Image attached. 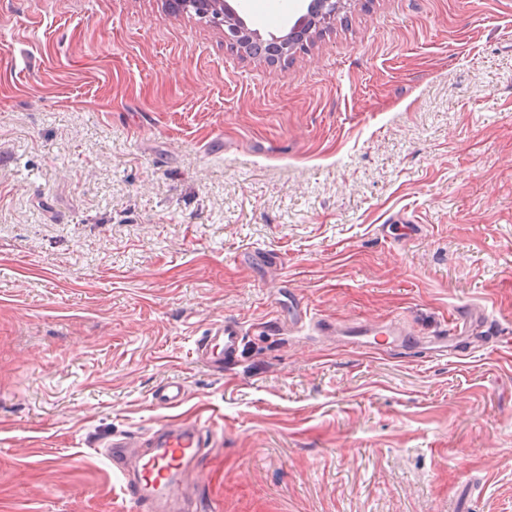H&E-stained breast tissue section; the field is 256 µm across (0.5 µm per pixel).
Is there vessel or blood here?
<instances>
[{
  "mask_svg": "<svg viewBox=\"0 0 512 512\" xmlns=\"http://www.w3.org/2000/svg\"><path fill=\"white\" fill-rule=\"evenodd\" d=\"M345 333L349 346L365 354L379 351L383 339L407 338L403 327L394 319L380 327L354 323L346 327ZM241 339L239 325L227 320L211 327L197 341L196 351L210 363H220L238 348ZM185 399L183 386L175 382L153 394V403L168 410L169 416L160 432L146 440L144 454H137V441L123 434L113 437L106 445L112 468L123 479L125 494L141 512H190L192 508L185 483L196 471L212 439L196 422L179 415L178 409Z\"/></svg>",
  "mask_w": 512,
  "mask_h": 512,
  "instance_id": "1",
  "label": "vessel or blood"
}]
</instances>
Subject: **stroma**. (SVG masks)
<instances>
[{
  "instance_id": "1",
  "label": "stroma",
  "mask_w": 512,
  "mask_h": 512,
  "mask_svg": "<svg viewBox=\"0 0 512 512\" xmlns=\"http://www.w3.org/2000/svg\"><path fill=\"white\" fill-rule=\"evenodd\" d=\"M393 316L414 351L336 334ZM511 334L512 0H348L275 67L163 0H0V512H138L104 447L170 381L198 512H512ZM242 339L240 326L231 320L215 324L206 336L196 343V351L201 357H206L210 363L224 361L225 354H232Z\"/></svg>"
}]
</instances>
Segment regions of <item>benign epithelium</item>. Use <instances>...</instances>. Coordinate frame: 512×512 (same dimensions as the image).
<instances>
[{
  "instance_id": "1",
  "label": "benign epithelium",
  "mask_w": 512,
  "mask_h": 512,
  "mask_svg": "<svg viewBox=\"0 0 512 512\" xmlns=\"http://www.w3.org/2000/svg\"><path fill=\"white\" fill-rule=\"evenodd\" d=\"M346 0H304L302 13L283 35L268 38L248 27L229 0H166L172 14L190 10L224 29V41L251 58L267 64L277 63L297 52L308 50L323 26L332 23L344 8Z\"/></svg>"
}]
</instances>
